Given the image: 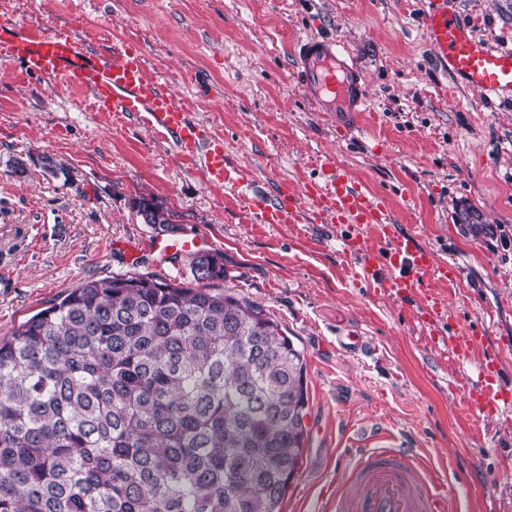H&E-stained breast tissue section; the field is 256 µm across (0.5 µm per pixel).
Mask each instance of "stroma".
<instances>
[{"label": "stroma", "mask_w": 512, "mask_h": 512, "mask_svg": "<svg viewBox=\"0 0 512 512\" xmlns=\"http://www.w3.org/2000/svg\"><path fill=\"white\" fill-rule=\"evenodd\" d=\"M477 38L512 44V0H449ZM423 0H0V22L103 50L139 44L190 117L224 138L230 173L265 190L316 179L323 154L384 192L403 230L455 261L449 332L478 334L470 358L434 345L414 306L355 282L334 224H253L234 193L181 162L170 139L0 55V336L89 277L134 270L156 231L132 208L170 209L181 233L224 255V291L269 310L303 350L307 448L282 512H313L362 437L387 431L454 491L453 512H512V415L476 416L466 396L484 350L512 388V100L485 99L438 61ZM340 40L366 83L359 131L328 125L291 51ZM69 169L46 173L41 158ZM23 160L25 173L14 170ZM478 211L489 232L460 226ZM359 338L346 351L340 338Z\"/></svg>", "instance_id": "35a3bbf8"}]
</instances>
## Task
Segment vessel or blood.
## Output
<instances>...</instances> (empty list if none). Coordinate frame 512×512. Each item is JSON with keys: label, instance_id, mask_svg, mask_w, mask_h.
Wrapping results in <instances>:
<instances>
[{"label": "vessel or blood", "instance_id": "obj_1", "mask_svg": "<svg viewBox=\"0 0 512 512\" xmlns=\"http://www.w3.org/2000/svg\"><path fill=\"white\" fill-rule=\"evenodd\" d=\"M426 2L427 38L449 73L485 97L512 96V47L477 39L449 10L448 0ZM0 51L26 74L61 79L88 92L95 104L142 115L150 129L173 141L181 160L203 167L209 185L229 183L223 137L191 120L164 78L148 74L137 44L124 41L106 53L71 35L1 22ZM294 57L305 93L325 120L344 134L357 131L367 94L347 49L336 38L313 37L301 41ZM241 201L255 224L343 226V252L357 281L401 302H418L421 326L456 357L464 359L474 351L473 334L447 336L439 328L442 320L456 316L443 290L454 282L455 265L436 262L431 250L396 224L387 195L356 181L335 156H323L319 179L303 189L265 194L248 186ZM204 244L203 237L191 233L181 239L155 238L150 250L166 260ZM500 372L497 355H485L468 393L473 410L492 416L512 406ZM386 439L383 433L370 435L348 457L346 478L323 500L322 512H448V493L426 475L421 458L410 449L388 446Z\"/></svg>", "mask_w": 512, "mask_h": 512}]
</instances>
